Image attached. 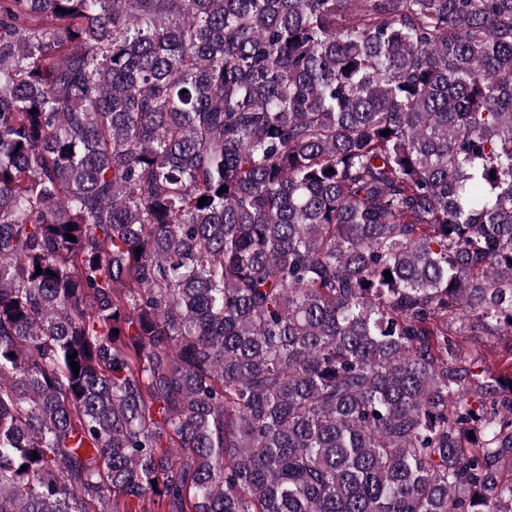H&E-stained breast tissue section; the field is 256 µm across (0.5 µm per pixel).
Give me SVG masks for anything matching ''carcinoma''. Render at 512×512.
Segmentation results:
<instances>
[{
    "instance_id": "cac0c4a2",
    "label": "carcinoma",
    "mask_w": 512,
    "mask_h": 512,
    "mask_svg": "<svg viewBox=\"0 0 512 512\" xmlns=\"http://www.w3.org/2000/svg\"><path fill=\"white\" fill-rule=\"evenodd\" d=\"M461 336L512 0H0V512H512Z\"/></svg>"
}]
</instances>
